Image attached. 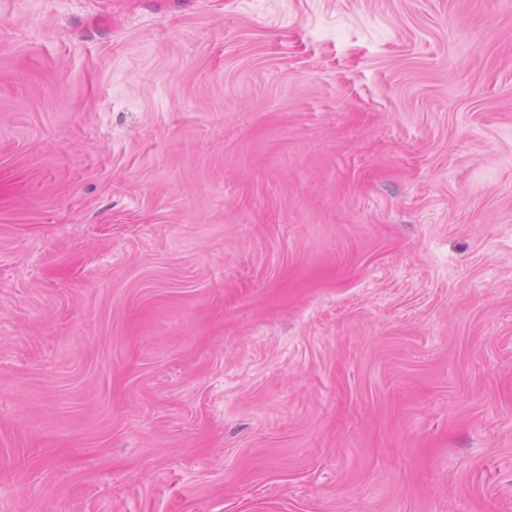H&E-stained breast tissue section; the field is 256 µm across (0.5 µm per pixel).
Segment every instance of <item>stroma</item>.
<instances>
[{
  "label": "stroma",
  "instance_id": "stroma-1",
  "mask_svg": "<svg viewBox=\"0 0 512 512\" xmlns=\"http://www.w3.org/2000/svg\"><path fill=\"white\" fill-rule=\"evenodd\" d=\"M0 512H512V0H0Z\"/></svg>",
  "mask_w": 512,
  "mask_h": 512
}]
</instances>
